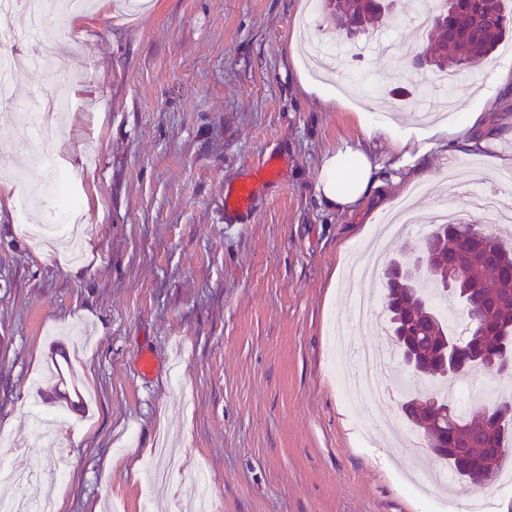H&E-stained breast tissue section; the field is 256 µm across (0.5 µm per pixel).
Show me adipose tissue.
<instances>
[{
	"mask_svg": "<svg viewBox=\"0 0 512 512\" xmlns=\"http://www.w3.org/2000/svg\"><path fill=\"white\" fill-rule=\"evenodd\" d=\"M512 98V64L495 68L491 87L481 105L459 109L454 121L436 125L417 133H399L390 124L378 123L367 113H358L357 118L368 139H382L391 145L395 158L393 164L398 174L394 185L403 181L418 182L427 179L423 162L434 148L442 149L444 157L484 147L488 139L499 132L492 118L501 100ZM384 174L364 150L345 148L326 154L320 165L316 189L321 202L328 209L346 211L354 209L365 198L371 196L383 184Z\"/></svg>",
	"mask_w": 512,
	"mask_h": 512,
	"instance_id": "obj_1",
	"label": "adipose tissue"
}]
</instances>
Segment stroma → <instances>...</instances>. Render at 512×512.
Masks as SVG:
<instances>
[{"label": "stroma", "mask_w": 512, "mask_h": 512, "mask_svg": "<svg viewBox=\"0 0 512 512\" xmlns=\"http://www.w3.org/2000/svg\"><path fill=\"white\" fill-rule=\"evenodd\" d=\"M135 18L112 0L60 31L59 61L37 64L27 42L12 48L22 101L66 86L74 103L57 124V168L37 164L31 132L0 122L26 197L0 213V445L25 473L47 461L40 420L62 395L43 371L67 343L79 345L75 373L92 415L71 426L67 459L33 497L54 512H147L149 504L190 512L179 484L202 475L215 512H425L409 489L401 410L414 376L394 360L367 382L394 393L349 403L335 370L383 342L358 326L349 293L384 304L383 274L359 278L371 227L390 215L366 200L328 210L316 191L326 151L368 142L351 108L301 87L307 45L325 39L337 57L320 79L328 94L355 87L363 109L417 131L437 100L413 69L426 47L396 0L382 27L396 51H363L335 17L310 0H150ZM400 98L397 115L385 105ZM284 160L261 190L245 226L224 221V188L269 154ZM512 138L489 141L445 165L426 156L435 179L409 194L416 223L387 246L423 252L442 211H463L483 233L512 245V223L475 209L473 196L512 195ZM80 204L92 250L72 256L44 232L63 198ZM149 354L152 369L140 371ZM512 395V377L479 370L451 385L472 407Z\"/></svg>", "instance_id": "obj_1"}]
</instances>
